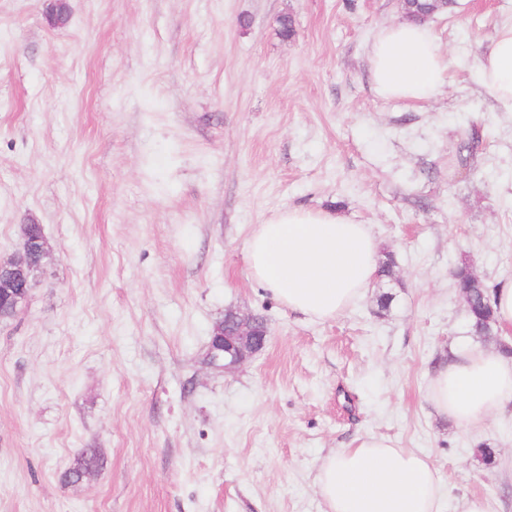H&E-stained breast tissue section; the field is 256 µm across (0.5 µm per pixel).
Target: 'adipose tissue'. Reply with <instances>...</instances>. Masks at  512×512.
<instances>
[{
	"label": "adipose tissue",
	"instance_id": "adipose-tissue-1",
	"mask_svg": "<svg viewBox=\"0 0 512 512\" xmlns=\"http://www.w3.org/2000/svg\"><path fill=\"white\" fill-rule=\"evenodd\" d=\"M368 60L375 91L385 99L428 101L448 80V58L426 24L381 27ZM478 71L483 92L500 111L512 112V22L498 26ZM246 259L251 277L289 310L325 321L365 298L377 278L379 248L369 225L332 209L288 206L255 225ZM427 397L458 426L479 427L512 399V358L497 350L456 355L431 376ZM316 486L324 512H443L428 457L381 435L335 451Z\"/></svg>",
	"mask_w": 512,
	"mask_h": 512
}]
</instances>
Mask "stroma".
Returning <instances> with one entry per match:
<instances>
[{"mask_svg":"<svg viewBox=\"0 0 512 512\" xmlns=\"http://www.w3.org/2000/svg\"><path fill=\"white\" fill-rule=\"evenodd\" d=\"M52 2L0 0V263L27 224L49 250L0 320V512H324L320 465L372 434L429 458L443 512H512V404L467 430L426 397L484 345L451 270L512 282V112L477 69L512 0L431 19L449 82L425 103L373 88L398 0H67L61 24ZM285 206L369 225L394 279L290 311L245 254ZM230 310L269 335L227 372L206 352ZM84 448L101 467L65 481Z\"/></svg>","mask_w":512,"mask_h":512,"instance_id":"stroma-1","label":"stroma"}]
</instances>
